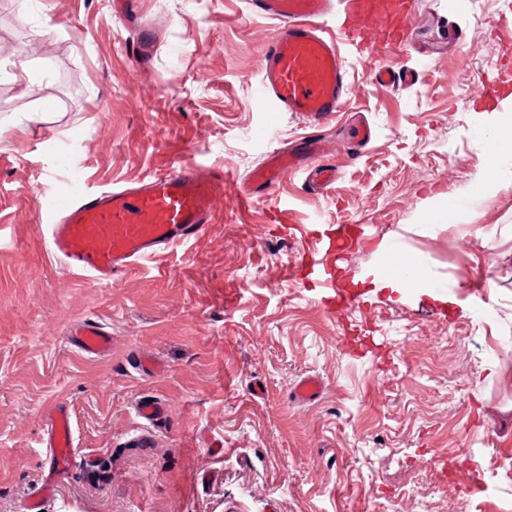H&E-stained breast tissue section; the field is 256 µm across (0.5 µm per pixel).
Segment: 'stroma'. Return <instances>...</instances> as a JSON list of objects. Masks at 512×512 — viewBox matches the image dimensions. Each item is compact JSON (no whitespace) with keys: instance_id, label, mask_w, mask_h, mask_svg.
I'll return each mask as SVG.
<instances>
[{"instance_id":"35a3bbf8","label":"stroma","mask_w":512,"mask_h":512,"mask_svg":"<svg viewBox=\"0 0 512 512\" xmlns=\"http://www.w3.org/2000/svg\"><path fill=\"white\" fill-rule=\"evenodd\" d=\"M0 0V512H506L512 508V159L487 150L488 112L512 95V0H419L418 42L449 16L465 44L429 62L377 45L344 50L350 91L322 131L326 191L286 176L245 206L267 149L253 87L277 24L246 0ZM147 41L146 62L136 48ZM50 43V57L30 52ZM416 68L391 89L372 67ZM34 81H14L19 67ZM374 131L358 145V121ZM223 169L216 220L188 246L98 285L53 255L42 217L75 177L90 189ZM508 187L478 196L476 175ZM358 242L338 288L399 243L455 302L378 289L347 310L295 281L336 225ZM94 318L112 352L79 355ZM307 375L321 396L300 402ZM144 396L166 413L146 420ZM72 413L75 460L44 495V413ZM70 345L90 358H102L112 351V336L106 326L96 320H84L68 336Z\"/></svg>"}]
</instances>
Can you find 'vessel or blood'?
I'll list each match as a JSON object with an SVG mask.
<instances>
[{"instance_id":"1","label":"vessel or blood","mask_w":512,"mask_h":512,"mask_svg":"<svg viewBox=\"0 0 512 512\" xmlns=\"http://www.w3.org/2000/svg\"><path fill=\"white\" fill-rule=\"evenodd\" d=\"M250 9L279 20L280 25L263 48L265 67L255 96L270 119L291 112L310 130L298 144L270 149L255 178L275 186L284 176L307 170L312 188L335 183V164L326 161L321 129L339 111L347 89L346 61L323 22L332 12L343 18L341 31L352 45L370 49L363 25L375 16L386 45L413 48L409 27L418 12V0H248ZM375 81L388 88L409 87L417 70L401 72L377 65ZM227 189L220 169L204 172L195 164L107 190L82 188L54 197L43 219L52 252L67 269L108 285L130 270L167 250L196 240L213 223V202ZM71 346L90 358L112 351L106 326L86 320L68 336ZM43 434L49 450L45 491H53L55 477L68 469L75 455L73 423L65 404L48 412Z\"/></svg>"}]
</instances>
